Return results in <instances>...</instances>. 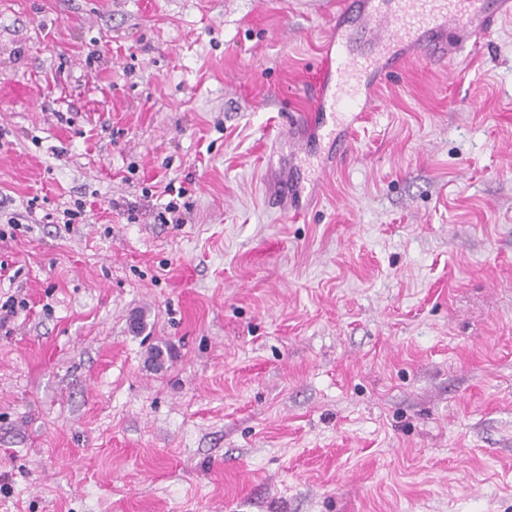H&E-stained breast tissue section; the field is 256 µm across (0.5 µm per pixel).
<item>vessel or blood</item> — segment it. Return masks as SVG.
I'll list each match as a JSON object with an SVG mask.
<instances>
[{
	"label": "vessel or blood",
	"mask_w": 512,
	"mask_h": 512,
	"mask_svg": "<svg viewBox=\"0 0 512 512\" xmlns=\"http://www.w3.org/2000/svg\"><path fill=\"white\" fill-rule=\"evenodd\" d=\"M502 17H512V0H339L315 105L290 114L289 128L337 140L363 119L381 72L403 70L414 54L446 59L450 36L460 32L481 45Z\"/></svg>",
	"instance_id": "b4317fda"
}]
</instances>
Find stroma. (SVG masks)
<instances>
[{
	"mask_svg": "<svg viewBox=\"0 0 512 512\" xmlns=\"http://www.w3.org/2000/svg\"><path fill=\"white\" fill-rule=\"evenodd\" d=\"M336 6L0 0V512H512V19L330 164Z\"/></svg>",
	"mask_w": 512,
	"mask_h": 512,
	"instance_id": "stroma-1",
	"label": "stroma"
}]
</instances>
